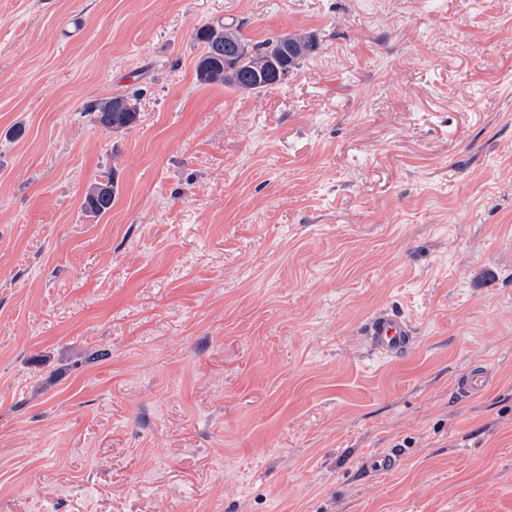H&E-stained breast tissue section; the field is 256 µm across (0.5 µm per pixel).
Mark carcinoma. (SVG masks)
Wrapping results in <instances>:
<instances>
[{
    "mask_svg": "<svg viewBox=\"0 0 512 512\" xmlns=\"http://www.w3.org/2000/svg\"><path fill=\"white\" fill-rule=\"evenodd\" d=\"M248 46L254 51L249 61L239 69H224V39ZM194 40L203 45L196 62V78L205 85H225L243 93L261 92L280 84V79L266 68L265 60L276 57L288 45L295 52V63L310 55L317 46L312 35L280 34L254 42L243 33V27L234 23H205L195 30ZM86 112L100 127L108 131H122L138 121L139 111L135 96L126 94L93 98L83 104ZM118 194L116 173H106L94 181L86 191L82 208L91 216H102L112 210Z\"/></svg>",
    "mask_w": 512,
    "mask_h": 512,
    "instance_id": "cac0c4a2",
    "label": "carcinoma"
}]
</instances>
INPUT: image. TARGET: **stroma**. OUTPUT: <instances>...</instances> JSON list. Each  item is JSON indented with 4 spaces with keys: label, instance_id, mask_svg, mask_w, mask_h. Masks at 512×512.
I'll return each instance as SVG.
<instances>
[{
    "label": "stroma",
    "instance_id": "1",
    "mask_svg": "<svg viewBox=\"0 0 512 512\" xmlns=\"http://www.w3.org/2000/svg\"><path fill=\"white\" fill-rule=\"evenodd\" d=\"M0 512H512V0H0ZM224 38L228 41L247 45L254 51L249 61L239 69L229 67L224 69L225 64H233L238 57L242 61L247 54V49L242 45L234 48L227 47L224 52ZM194 40L203 45V51L196 62V78L199 83L205 85H225L243 93L261 92L265 88L283 84L270 69L277 70V61L270 62L267 69L265 60L269 56H279L285 45L291 46L294 51L290 54L297 63L292 68L297 69L302 59L310 55L317 46V41L311 35L280 34L268 37L262 41L253 42L243 33L241 24L231 23H205L196 28ZM286 47L285 52H290ZM92 120L108 131H122L138 121L135 95L126 94L93 98L82 107ZM95 180L86 191L82 208L91 216H102L112 209L118 194L116 173H105ZM371 345L381 355L397 359L405 356L413 346L410 324L395 313L375 317L368 333ZM490 374L486 369L475 367L461 375L456 390L461 396H472L483 391L488 385Z\"/></svg>",
    "mask_w": 512,
    "mask_h": 512
}]
</instances>
